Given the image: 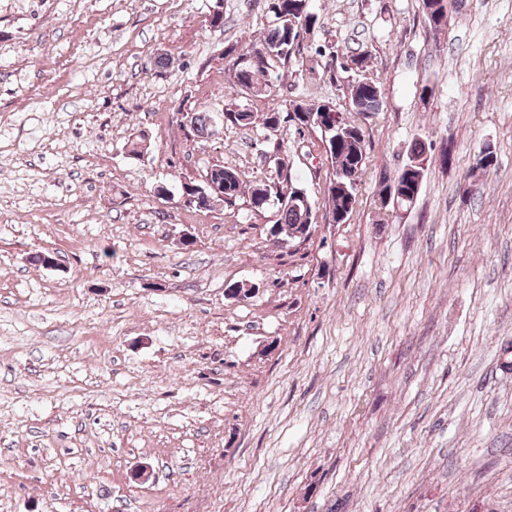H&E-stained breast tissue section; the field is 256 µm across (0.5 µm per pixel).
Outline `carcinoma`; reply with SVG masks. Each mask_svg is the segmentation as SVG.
I'll return each instance as SVG.
<instances>
[{
	"label": "carcinoma",
	"instance_id": "1",
	"mask_svg": "<svg viewBox=\"0 0 512 512\" xmlns=\"http://www.w3.org/2000/svg\"><path fill=\"white\" fill-rule=\"evenodd\" d=\"M462 3L463 0H419V10L429 26L439 30L449 24L451 8ZM267 8L274 14L276 24L266 31L259 45L240 55L233 64L234 84L242 90L262 87L259 78L269 72L273 63H288L301 42L299 35L307 34L316 25L317 18L308 11L307 0H268ZM349 95L352 108L356 112H378L382 107L380 88L371 78H364L350 86ZM224 119L247 127L254 123L255 116L246 109L227 108L224 110ZM349 127L353 128V132L340 137L333 125L324 119L312 126V130L320 134V140L328 145L327 159L330 160L332 172L329 174L327 198L329 210L337 224L344 223L354 208L356 189L353 185L358 182L366 159L363 129L354 127L352 123ZM414 160L432 163L424 143H414L409 150L407 164L393 178L385 177L380 182V208L386 207L393 182L397 183L399 205L405 207L413 203L423 182V176L408 168V163ZM209 176L210 182L219 191V194L213 196V202L230 206L235 204L242 192L237 172L221 164H214L209 167ZM282 184L284 181L280 179L270 186L263 183L253 185L249 197L251 208L257 212L264 210L266 205L261 203L262 195L272 194ZM300 191V186L288 187L287 200L278 210V219L270 226L271 237L282 240L293 233L306 237L311 235L310 228L307 227V208L295 199Z\"/></svg>",
	"mask_w": 512,
	"mask_h": 512
}]
</instances>
